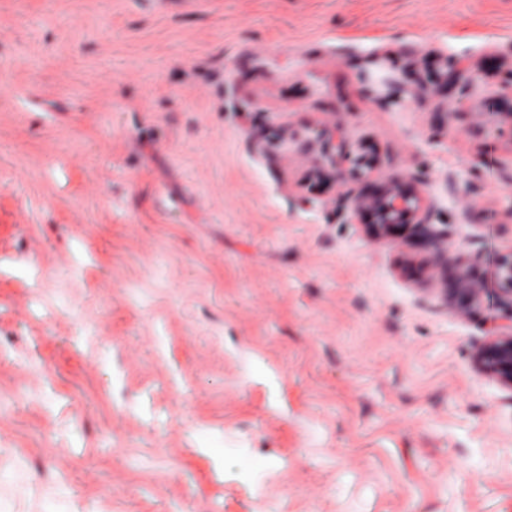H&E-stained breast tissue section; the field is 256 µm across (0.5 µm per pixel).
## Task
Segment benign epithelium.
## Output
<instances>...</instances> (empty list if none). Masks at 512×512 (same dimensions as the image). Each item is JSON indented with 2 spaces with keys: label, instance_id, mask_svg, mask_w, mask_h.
Returning <instances> with one entry per match:
<instances>
[{
  "label": "benign epithelium",
  "instance_id": "obj_1",
  "mask_svg": "<svg viewBox=\"0 0 512 512\" xmlns=\"http://www.w3.org/2000/svg\"><path fill=\"white\" fill-rule=\"evenodd\" d=\"M495 119L512 129V93L497 97ZM322 154L337 168L345 155L347 138L340 126L324 127L318 134ZM355 212L373 215V223L362 227L366 238L393 246L391 229L397 224L414 225L416 244L428 253L420 258L410 250L401 251L400 268L418 271L420 291L440 293L448 313L466 317L486 304L491 296L497 314L491 317L492 334L472 356L476 371L512 391V250L496 255L492 269L478 273L474 267L458 264L448 275V260L456 246L429 220L430 208L421 180L392 179L377 189L362 192L351 200Z\"/></svg>",
  "mask_w": 512,
  "mask_h": 512
}]
</instances>
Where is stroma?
Masks as SVG:
<instances>
[{"label":"stroma","instance_id":"obj_1","mask_svg":"<svg viewBox=\"0 0 512 512\" xmlns=\"http://www.w3.org/2000/svg\"><path fill=\"white\" fill-rule=\"evenodd\" d=\"M510 67L512 0H0V512H512L489 310L349 201L512 249ZM318 140L321 142L325 161L336 170L341 164L347 147V138L343 129L338 125L336 126L335 123L325 126L319 132ZM420 179H392L372 191L352 197L354 212L373 215L372 224H363L366 238L375 242L391 240V229L397 224L414 225L416 244L429 256L419 258L410 250L401 251L402 272L416 269L415 280L422 292L437 291L445 301L448 313L466 317L486 304L493 295L497 315L491 316L492 334L472 356L476 371L496 380L512 391V249L498 253L491 270L478 273L473 266L457 264L448 279V260L456 246L429 220L430 208L420 187Z\"/></svg>","mask_w":512,"mask_h":512}]
</instances>
